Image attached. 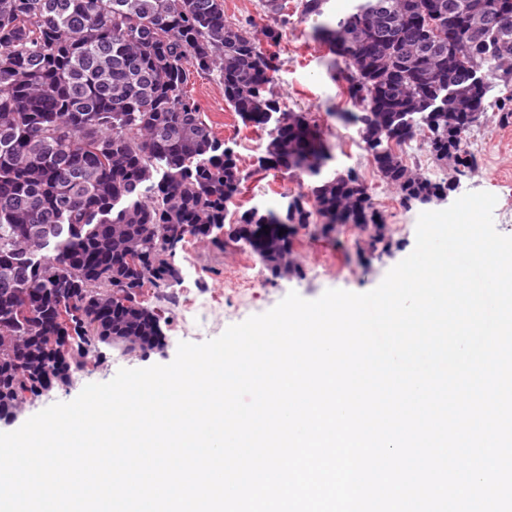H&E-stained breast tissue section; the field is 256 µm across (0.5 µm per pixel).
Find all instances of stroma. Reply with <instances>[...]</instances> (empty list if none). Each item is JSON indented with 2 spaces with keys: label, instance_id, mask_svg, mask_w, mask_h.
<instances>
[{
  "label": "stroma",
  "instance_id": "1",
  "mask_svg": "<svg viewBox=\"0 0 512 512\" xmlns=\"http://www.w3.org/2000/svg\"><path fill=\"white\" fill-rule=\"evenodd\" d=\"M288 5L290 24L281 43L282 67L277 74L282 101L291 111L319 119L334 147V168L355 170L369 187L385 215L387 232L395 242L393 250L380 255L358 254L355 247L358 231L350 227L328 237L302 231L294 239L295 257L303 267L302 275L276 279L263 269L257 284L247 286L238 280L237 270L252 260V253L234 247L220 250L199 240H188L176 257L181 269L179 281L168 288L166 296L153 293L147 296L150 304L165 311L163 348L144 353L100 345L82 379L25 403L15 421L0 422V432L18 429L21 423L54 403L72 401L86 384L110 381L119 369L169 364L176 356L181 338H188L192 343L216 338L230 325L267 312L289 292L314 300L328 289L355 293L374 289L391 268L414 250L420 213L445 209L442 201L428 206L405 204L380 178L364 149L358 124L338 118L350 106L335 70L330 67V54L313 40L311 23L302 16L298 0H289ZM191 90L212 120L216 134L233 148L249 174L235 202L236 211L255 205L277 210L290 196L307 192L311 183L307 176L284 169L256 171V159L262 155L268 135L237 121L224 102V91L216 76L196 78ZM471 134L479 140L474 151L477 166L461 177L450 197L455 200L477 191L495 194V227L502 234L512 235V125H502L498 114L489 111L472 128Z\"/></svg>",
  "mask_w": 512,
  "mask_h": 512
}]
</instances>
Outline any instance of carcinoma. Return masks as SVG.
<instances>
[{
	"label": "carcinoma",
	"mask_w": 512,
	"mask_h": 512,
	"mask_svg": "<svg viewBox=\"0 0 512 512\" xmlns=\"http://www.w3.org/2000/svg\"><path fill=\"white\" fill-rule=\"evenodd\" d=\"M326 4L298 6L382 179L408 203L453 190L402 145L423 133L459 177L477 164L465 140L483 114L512 123V0H360L334 23ZM260 7L261 40L250 22H227L224 0H0V421L101 344L163 346L145 296L180 279L187 239L237 244L276 277L297 271L300 228L351 224L369 251L392 250L361 178L326 175L335 155L322 127L279 96L288 0ZM196 74L217 75L244 126L268 131L258 170L312 179L292 197L302 209L227 221L247 175L190 92Z\"/></svg>",
	"instance_id": "carcinoma-1"
}]
</instances>
